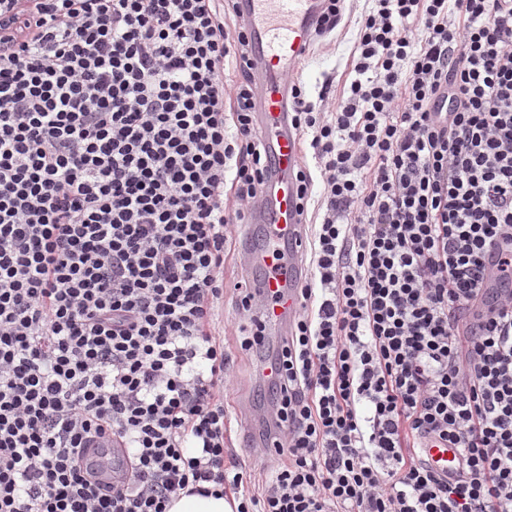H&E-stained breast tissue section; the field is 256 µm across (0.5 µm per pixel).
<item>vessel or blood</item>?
<instances>
[{"mask_svg":"<svg viewBox=\"0 0 512 512\" xmlns=\"http://www.w3.org/2000/svg\"><path fill=\"white\" fill-rule=\"evenodd\" d=\"M247 23L246 34L254 46L256 83V126L271 158L269 190L251 221L267 227V241L242 240L241 249L263 297L265 345L287 336L300 307L299 289L305 270L301 261L305 236L299 215V183L303 148L298 132L288 117V78L311 29L321 12L320 0H240ZM126 452L121 442L106 435L83 449L82 456L97 480L109 484L125 479ZM430 464L442 471L457 468L455 448H427Z\"/></svg>","mask_w":512,"mask_h":512,"instance_id":"b4317fda","label":"vessel or blood"}]
</instances>
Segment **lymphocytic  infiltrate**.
I'll return each instance as SVG.
<instances>
[{
	"instance_id": "lymphocytic-infiltrate-1",
	"label": "lymphocytic infiltrate",
	"mask_w": 512,
	"mask_h": 512,
	"mask_svg": "<svg viewBox=\"0 0 512 512\" xmlns=\"http://www.w3.org/2000/svg\"><path fill=\"white\" fill-rule=\"evenodd\" d=\"M371 2L339 97L290 84L323 193L256 496L224 464L213 331L268 192L236 0H0L27 24L0 43V512H167L212 484L236 512H512V0ZM102 432L131 462L108 492L78 458ZM425 452L429 463L433 467L448 473L456 470L459 459L458 449L434 445L430 448H425Z\"/></svg>"
}]
</instances>
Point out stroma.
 <instances>
[{
    "label": "stroma",
    "mask_w": 512,
    "mask_h": 512,
    "mask_svg": "<svg viewBox=\"0 0 512 512\" xmlns=\"http://www.w3.org/2000/svg\"><path fill=\"white\" fill-rule=\"evenodd\" d=\"M365 8L364 0H345L341 24L331 34L313 41L291 71V79L303 85L309 99H317L323 90L339 95L351 69L350 54L357 34L355 20ZM245 273L236 245H227L224 298L215 308L216 332L224 338V349L233 370V384L224 395V410L230 421L224 459L226 465L237 466L244 472L247 488L257 493L266 480L271 461L259 455L246 437L262 434L271 391L268 383L258 376L255 356L242 351L236 338L239 311L235 286Z\"/></svg>",
    "instance_id": "stroma-1"
}]
</instances>
